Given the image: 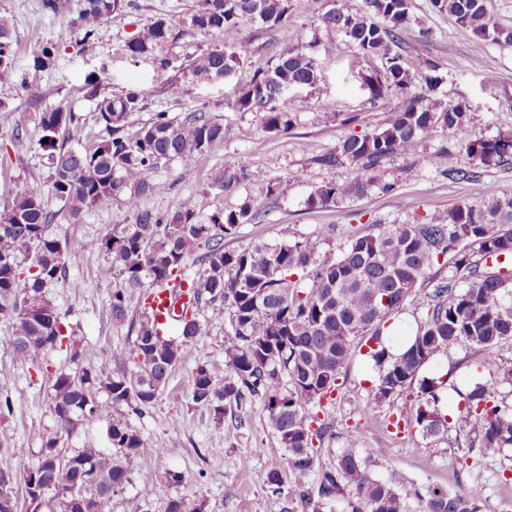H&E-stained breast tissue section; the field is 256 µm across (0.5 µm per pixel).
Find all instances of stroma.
Listing matches in <instances>:
<instances>
[{"label": "stroma", "instance_id": "1", "mask_svg": "<svg viewBox=\"0 0 512 512\" xmlns=\"http://www.w3.org/2000/svg\"><path fill=\"white\" fill-rule=\"evenodd\" d=\"M135 5L113 13L96 33L92 48L69 26L74 9L56 14L43 0H0V15L12 23L15 52L10 76L0 82V209L10 200L14 182H26L47 195L54 212V232L67 248L79 252L80 261L69 271L75 287L61 283L46 290L61 320L83 348L74 363L64 350L54 349L37 365L16 358L10 320L0 318V380L10 409L0 413V469L15 476L17 512H55L52 497L33 508L24 475L40 458L47 437L60 435L59 448L71 454L81 448L110 449L107 429L111 418H123L150 440L129 463V481L112 494V512H165L169 499L186 498L203 504L204 512H266V478L270 471L285 472L283 501L294 499L297 487L317 489L316 473L298 478L288 474V455L275 438L268 412L260 398L244 405V419L225 416L197 406L191 397L192 376L206 366L216 378L228 373L225 350L230 344L228 318H213L201 307L203 330L182 351L164 389L143 415L113 407L110 414L82 420L74 431L61 434L51 412L52 379L76 365H92L102 356L123 358L131 350L138 320L147 306L149 288L127 290L129 320L113 323L110 302L120 279L102 253L88 251V238L115 224L136 220L124 197L111 205L70 217L61 201L49 194L50 165L39 140L43 135L42 112L64 106L79 118L85 135H97L98 98L138 92L144 107L129 119L138 129L156 113L182 120L191 113L204 115L224 126V139L214 145L203 162L185 157L163 161L150 172L165 189L141 197V209L165 216L187 197H194L202 213L233 210L253 195L249 185L233 192L217 189L214 179L224 167L240 162L261 170L267 177L287 182L284 196L262 201V217L240 227L224 240L228 250L257 242H288L308 237L318 242V260L337 259L350 237L369 233L379 224H412L423 217L440 215L456 205L512 198V165H476L460 155L459 165L475 169L472 179L449 177L441 163L443 150L455 149L454 141L436 133L404 144L376 171V181L360 198L324 207L307 203L309 194L328 182L350 180L355 166L348 160L326 166L323 155L336 152L353 134L380 128L402 98L390 92L373 99L370 86L383 74L380 60L363 57L342 32L325 27L323 15L333 0H291L288 26L270 29L257 21L242 25L244 64L229 77L215 79L193 75L190 63L202 53L221 47L215 33H204L191 24L198 0H134ZM168 24L167 40L152 52L133 56L127 44L156 20ZM296 32L318 64L315 86L289 90L292 129L269 132L263 113L241 111L236 101L257 69L267 65L289 46V32ZM404 55L416 59L422 73L438 77L434 98L465 104L472 115V131L494 139L512 133V45L476 35L448 13L435 9L431 0H409V21L400 33ZM53 55L48 64H37L42 47ZM180 94H172V86ZM191 178H184L185 170ZM362 354H355L341 369L331 403L319 409L321 419L333 422L335 438L316 448L319 465L335 463L353 434L359 456L370 474L393 482L404 497L407 512H427L433 491L456 492L466 487L473 469L482 472L479 495L482 512H512V449L483 454L469 444L466 434L448 431L436 438H422L414 421L417 406L413 392L393 403L368 412L364 404L373 388ZM25 449L22 457L13 456ZM166 451L169 470L180 473L173 483L165 475L142 481V472L157 466L158 449Z\"/></svg>", "mask_w": 512, "mask_h": 512}]
</instances>
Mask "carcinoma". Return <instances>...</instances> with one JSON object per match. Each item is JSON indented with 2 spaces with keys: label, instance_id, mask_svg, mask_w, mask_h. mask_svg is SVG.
I'll return each instance as SVG.
<instances>
[{
  "label": "carcinoma",
  "instance_id": "1",
  "mask_svg": "<svg viewBox=\"0 0 512 512\" xmlns=\"http://www.w3.org/2000/svg\"><path fill=\"white\" fill-rule=\"evenodd\" d=\"M475 33L497 43L512 44V28L499 25L488 9V0H433ZM130 6L127 0H81L77 30L82 42L93 45L97 28L112 13ZM290 0H200L191 16L202 32L224 37L223 48L209 50L191 63L196 75L233 73L241 63V24L257 19L269 28L288 23ZM408 0H363L352 11L345 6L323 15V24L344 32L366 57L377 58L384 68L387 88L406 97L404 107L391 112L386 123L370 134H352L339 153L322 158L334 165L344 157L357 165L353 178L343 184L327 183L308 197L311 207L359 198L374 184L373 170L407 142L441 131L473 160L484 165L512 163V135L487 140L468 133L471 116L461 103L430 98L415 87L418 65L399 53V30L407 22ZM168 27L157 20L127 43V50L144 54L166 38ZM13 56L10 20L0 15V79L9 75ZM318 81L314 57L297 44L280 54L267 69L257 73L237 100L242 110L265 113L268 130L286 133L292 126L286 93L293 86H312ZM142 109L136 92L104 98L98 103V136L78 149L67 147L78 125L75 113L57 106L42 113L41 146L51 165V193L64 202L70 216L112 204L125 195L136 212V223L114 226L92 237L83 248L111 259L121 287L112 291V322L127 319L125 290L148 280L155 286L179 289L183 302L177 322L180 341L164 338L154 311L146 312L137 326L128 358L136 371L114 376L112 358L61 372L52 383L51 410L60 428L72 431L79 421L103 414L113 405L126 404L139 413L165 386L181 358V349L201 335V304L217 315L228 314L231 343L226 349L229 376L220 381L204 367L192 379V400L208 408L216 419L231 411L242 420L243 404L260 397L265 402L271 428L288 453V468L302 477L315 467L313 437H323L328 427L311 430L306 405L322 400L336 385L337 375L359 346L370 351L378 370V384L364 405L369 412L386 401L417 388L415 422L422 437L448 430L449 420L438 408V390L446 385L464 404L455 426L477 432L479 447L496 453L512 447V406L497 399L487 384L463 375L446 383L420 376L428 362L448 354L459 344L490 353L512 342V300L505 276L480 268L481 260L512 262V199L481 204H460L444 215L424 217L414 224H381L378 231L352 238L334 261H317V242L300 238L287 243H259L241 250L224 249V239L243 224H252L262 211L249 199L234 210L217 209L201 219L197 201L187 197L169 216L139 210V198L158 193L164 186L149 178L159 161L193 157L204 161L211 147L224 139L223 125L192 115L180 122L159 112L150 122L130 133L127 119ZM443 164L448 176L469 179L471 170L458 166L456 154L447 153ZM248 182L259 195L270 198L284 193L287 184L239 163L226 166L215 178L227 192ZM54 214L47 209L41 191L17 182L11 204L0 213V316L13 319V349L24 361L38 364L46 353L63 347L67 334L44 288L67 282L69 268L79 253L68 250L62 239L49 232ZM204 250L198 269L183 273L191 252ZM30 261L26 276L19 273L20 259ZM451 266L448 278L441 269ZM469 285L464 287L462 282ZM432 286L431 291L425 287ZM427 298V316L417 325L407 349L394 355L383 346V328L408 300ZM498 381L512 385V363H487ZM290 387L283 389V382ZM107 398L99 399V390ZM108 436L114 452L82 448L63 457L58 437L46 439L38 464L24 477L26 488L33 479L53 481L63 491L75 485L91 490L85 503L71 505V512H112V493L129 481L126 462L149 439L120 419L112 420ZM282 474L267 475V512H287L281 498ZM299 503L311 512H322L337 501L346 512H406L404 501L389 482L367 473L356 449L346 447L336 463L318 471L317 501L305 490ZM429 512H479L478 498L446 491L433 492Z\"/></svg>",
  "mask_w": 512,
  "mask_h": 512
}]
</instances>
